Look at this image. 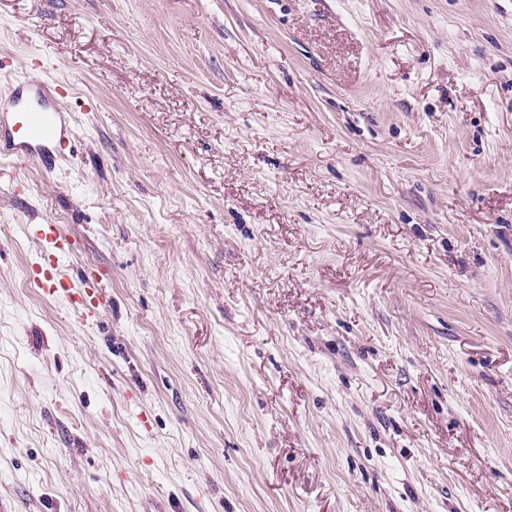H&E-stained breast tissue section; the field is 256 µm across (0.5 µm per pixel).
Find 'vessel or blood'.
I'll return each instance as SVG.
<instances>
[{"label": "vessel or blood", "instance_id": "vessel-or-blood-1", "mask_svg": "<svg viewBox=\"0 0 512 512\" xmlns=\"http://www.w3.org/2000/svg\"><path fill=\"white\" fill-rule=\"evenodd\" d=\"M1 101L13 121L0 129V157L39 160L52 167L70 143L67 110L49 99L41 85L22 80L9 84Z\"/></svg>", "mask_w": 512, "mask_h": 512}]
</instances>
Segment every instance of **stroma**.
<instances>
[{
    "label": "stroma",
    "mask_w": 512,
    "mask_h": 512,
    "mask_svg": "<svg viewBox=\"0 0 512 512\" xmlns=\"http://www.w3.org/2000/svg\"><path fill=\"white\" fill-rule=\"evenodd\" d=\"M24 78L0 512H512V0H0ZM4 103L13 121L0 129V157L41 160L50 170L69 146L68 111L49 99L40 84L8 83ZM42 288L51 296L63 297L74 312H79L76 307V304H78L79 301L73 298V295L75 294L73 292L74 289L63 277L51 276L47 278Z\"/></svg>",
    "instance_id": "1"
}]
</instances>
